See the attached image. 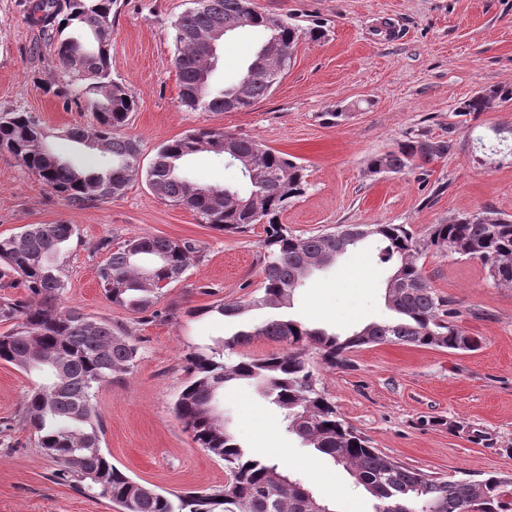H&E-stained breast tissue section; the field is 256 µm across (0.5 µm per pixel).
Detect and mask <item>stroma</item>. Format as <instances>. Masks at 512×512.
<instances>
[{"instance_id": "obj_1", "label": "stroma", "mask_w": 512, "mask_h": 512, "mask_svg": "<svg viewBox=\"0 0 512 512\" xmlns=\"http://www.w3.org/2000/svg\"><path fill=\"white\" fill-rule=\"evenodd\" d=\"M260 13L298 25L292 61L274 91L243 111L204 112L180 100L174 66V22L191 0H118L112 26V76L136 100L126 127L140 146L142 167L157 147L200 127L258 140L295 158L307 188L291 199L281 223L297 235L348 224H403L424 234L462 213L493 211L512 219V101L468 118L455 110L477 91L512 86V0H253ZM19 0H0V110L36 114L55 132L53 150L94 172L102 153L62 138L89 109H64L44 93L61 67L52 49L36 46ZM263 41L245 27L217 50L211 83L237 81ZM451 142L442 157L401 173L372 174L371 157L406 137ZM199 185L243 187L238 167L201 151L182 165ZM66 222L76 234L58 255L67 276L63 304L129 330L139 359L119 382L96 390L102 447L114 465L158 489L224 486V465L199 448L174 407L187 375L186 353L213 345L276 314L347 334L390 320L385 289L391 264L368 240L314 271L289 308H253L224 318L207 313L218 301H247L263 280V225L221 232L161 201L137 179L118 198L67 205L6 153H0V237L28 224ZM193 242L200 257L183 282L168 288L158 318L110 303L97 269L96 245L135 236ZM420 263L431 287L461 312L460 325L479 337L473 351L409 344L369 345L341 368L309 360L341 417L383 454L451 480L490 472L512 475V288L495 286L480 260L432 250ZM38 378L0 363V512H118L108 501L55 479L57 469L21 424L23 398ZM221 416L245 449H284L293 478L334 512H372L364 488L324 455L288 434L281 413L251 384L225 388Z\"/></svg>"}]
</instances>
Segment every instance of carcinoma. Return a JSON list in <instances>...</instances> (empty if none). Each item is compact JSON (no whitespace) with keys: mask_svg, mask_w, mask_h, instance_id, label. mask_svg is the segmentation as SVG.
Here are the masks:
<instances>
[{"mask_svg":"<svg viewBox=\"0 0 512 512\" xmlns=\"http://www.w3.org/2000/svg\"><path fill=\"white\" fill-rule=\"evenodd\" d=\"M116 0H24L21 6L39 38L54 49L67 80L53 89L66 106L86 105L93 122L63 131L111 157L104 169L89 175L60 160L52 151L51 133L36 116L20 109L0 111V152L35 174L57 196L74 207H86L122 195L143 177L154 194L174 206L193 211L200 222L219 231L245 233L265 225L263 282L259 293L242 304L220 301L200 312L222 317L240 315L247 307L287 308L301 286L306 262L321 263L336 252L333 233L298 236L279 222L288 201L305 191L304 168L288 154L248 137L218 128H199L163 143L153 162L140 165L137 140L124 133L136 101L128 88L112 79L111 34ZM194 7L175 21L176 67L182 103L204 112L250 108L267 97L282 75L256 61L239 80L224 88L210 84L215 52L200 35L218 27L230 31L249 26L265 34L259 52L285 56L300 29L286 21L275 27L271 17L254 9L252 0H193ZM66 25H61V22ZM512 100V89H482L456 109L460 116L478 115L495 102ZM450 144L410 136L372 157L369 172L401 173L448 152ZM235 153L248 179L240 208L228 198L230 187L197 186L181 175V165L203 150ZM382 244L381 260L393 262L399 288H386L385 299L395 317L342 336L311 329L292 318H272L261 327L239 330L185 355L188 379L175 412L192 440L224 464L228 481L222 488L169 494L127 476L101 448V416L93 403L100 387L119 381L135 365L138 346L129 332L105 320L64 308L67 288L55 255L76 234L75 225L27 224L15 236L0 238V288H22L25 295L0 298V362L26 374L42 373L45 381L24 400L22 423L38 446L57 465L56 477L83 487L121 507V512H313L323 500L290 478L282 463L249 454L215 413L213 402L229 384H256L284 413L288 432L328 456L374 500L373 512H467L476 499L484 512H512V476L489 473L478 481L448 480L406 466L369 445V440L340 417L330 398L317 387L308 352L323 363L339 366L352 351L367 345L403 343L458 350L466 331L456 324L460 311L437 295L419 259L435 247L479 259L492 282L512 288V220L493 212L462 214L447 224H433L418 237L404 224H369ZM95 249L106 253L98 278L107 299L145 318L158 316L156 305L191 266L195 245L162 237L135 236L113 247L107 239ZM264 336L284 343L279 353L225 358V352Z\"/></svg>","mask_w":512,"mask_h":512,"instance_id":"carcinoma-1","label":"carcinoma"}]
</instances>
